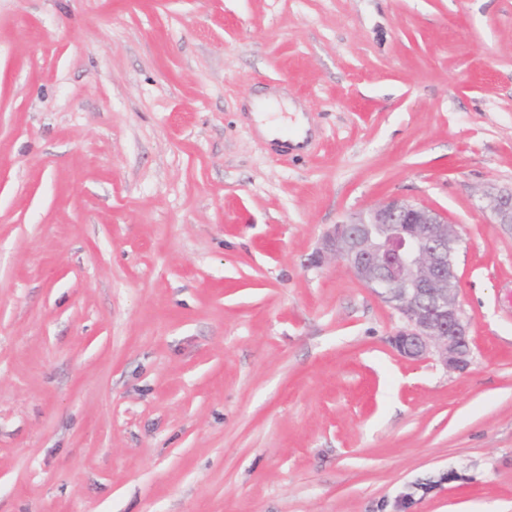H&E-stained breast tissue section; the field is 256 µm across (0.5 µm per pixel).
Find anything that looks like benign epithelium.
<instances>
[{
	"mask_svg": "<svg viewBox=\"0 0 512 512\" xmlns=\"http://www.w3.org/2000/svg\"><path fill=\"white\" fill-rule=\"evenodd\" d=\"M495 223L512 228V188L484 194ZM459 236L439 210L389 198L323 235L315 261L344 263L354 277L396 311L405 326L394 337L405 358L438 357L462 370L471 351L454 253Z\"/></svg>",
	"mask_w": 512,
	"mask_h": 512,
	"instance_id": "obj_1",
	"label": "benign epithelium"
}]
</instances>
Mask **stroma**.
<instances>
[{"mask_svg": "<svg viewBox=\"0 0 512 512\" xmlns=\"http://www.w3.org/2000/svg\"><path fill=\"white\" fill-rule=\"evenodd\" d=\"M510 187L512 0H0V512H512ZM392 196L465 369L314 261ZM484 196V197H483ZM486 209H489L496 224L512 228V188H503L494 193H483Z\"/></svg>", "mask_w": 512, "mask_h": 512, "instance_id": "1", "label": "stroma"}]
</instances>
